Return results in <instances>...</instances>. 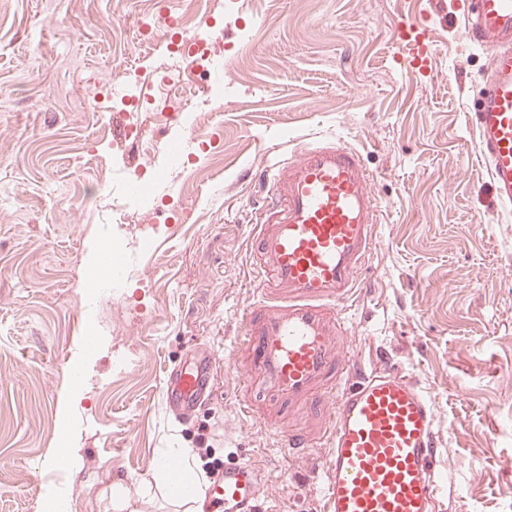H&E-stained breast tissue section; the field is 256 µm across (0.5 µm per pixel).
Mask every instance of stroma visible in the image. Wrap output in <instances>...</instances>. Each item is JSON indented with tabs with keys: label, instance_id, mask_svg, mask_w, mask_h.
I'll return each mask as SVG.
<instances>
[{
	"label": "stroma",
	"instance_id": "stroma-1",
	"mask_svg": "<svg viewBox=\"0 0 512 512\" xmlns=\"http://www.w3.org/2000/svg\"><path fill=\"white\" fill-rule=\"evenodd\" d=\"M154 0H0V512H37L65 483L70 512H185L151 483L156 457L191 449L252 463L262 512H324L322 448L290 458L239 416L225 359L251 300L247 234L261 174L315 135L356 148L383 204L354 294L357 370L410 375L432 401L447 494L437 512H512V217L500 214L472 110L489 64L465 38L463 0H168L224 57V105L196 71L191 121L162 123L179 66L145 25ZM428 25L432 67L401 70L402 16ZM138 121L145 147L119 129ZM189 140L182 168L155 172ZM172 216L113 217L128 179ZM151 238L150 250L140 246ZM131 258L116 295L80 286L109 246ZM101 342L73 409L82 469L48 461L58 402L87 328ZM217 354L213 393L190 420L168 409V370Z\"/></svg>",
	"mask_w": 512,
	"mask_h": 512
}]
</instances>
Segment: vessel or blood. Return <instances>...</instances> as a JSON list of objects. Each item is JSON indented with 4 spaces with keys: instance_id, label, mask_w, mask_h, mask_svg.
Here are the masks:
<instances>
[{
    "instance_id": "1",
    "label": "vessel or blood",
    "mask_w": 512,
    "mask_h": 512,
    "mask_svg": "<svg viewBox=\"0 0 512 512\" xmlns=\"http://www.w3.org/2000/svg\"><path fill=\"white\" fill-rule=\"evenodd\" d=\"M463 17L470 41L490 50L474 106L476 145L497 206L512 215V0H467ZM395 42L409 72L430 69L426 26L400 20ZM267 186L270 202L247 236L253 299L232 350L243 359L240 412L255 416L257 384L272 406L314 414L316 431L281 430L277 439L292 455L324 446L327 512H436L444 484L434 405L389 368L350 380L341 347L382 213L360 153L329 136L305 142L276 162ZM214 362L209 355L172 370L168 406L195 411L213 390ZM207 497L220 512H259L255 467L225 466Z\"/></svg>"
}]
</instances>
